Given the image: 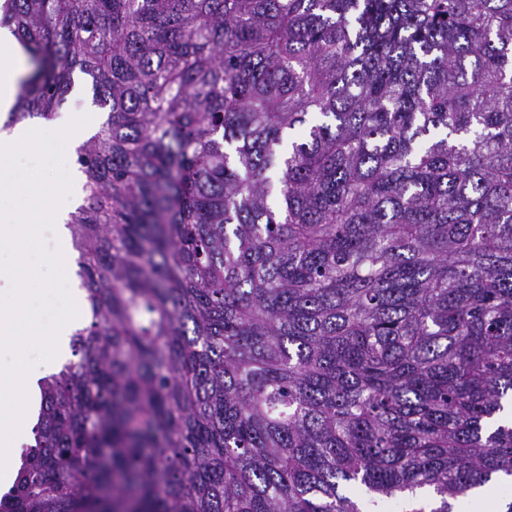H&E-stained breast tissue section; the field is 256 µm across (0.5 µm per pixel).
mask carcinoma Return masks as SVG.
<instances>
[{"mask_svg":"<svg viewBox=\"0 0 512 512\" xmlns=\"http://www.w3.org/2000/svg\"><path fill=\"white\" fill-rule=\"evenodd\" d=\"M0 11L9 123L77 70L108 113L90 318L0 512H460L512 477V0Z\"/></svg>","mask_w":512,"mask_h":512,"instance_id":"obj_1","label":"carcinoma"}]
</instances>
